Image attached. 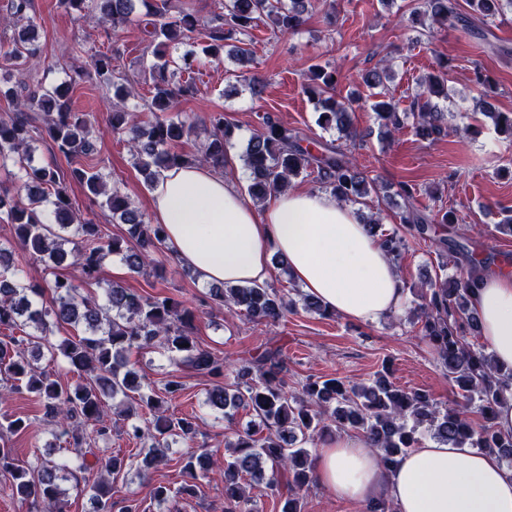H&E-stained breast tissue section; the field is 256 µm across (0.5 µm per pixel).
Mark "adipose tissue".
I'll return each mask as SVG.
<instances>
[{
	"mask_svg": "<svg viewBox=\"0 0 512 512\" xmlns=\"http://www.w3.org/2000/svg\"><path fill=\"white\" fill-rule=\"evenodd\" d=\"M152 214L171 255L202 282L265 284L278 255L304 292L338 316L377 323L405 304L381 239L331 193L290 188L260 209L234 180L192 164L162 173ZM471 307L496 363L512 367V268L484 272ZM314 466L318 482L347 502L384 498L396 512H512V473L465 445L422 441L387 470L365 440L341 433L319 449Z\"/></svg>",
	"mask_w": 512,
	"mask_h": 512,
	"instance_id": "obj_1",
	"label": "adipose tissue"
}]
</instances>
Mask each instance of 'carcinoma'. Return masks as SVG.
<instances>
[{"label":"carcinoma","mask_w":512,"mask_h":512,"mask_svg":"<svg viewBox=\"0 0 512 512\" xmlns=\"http://www.w3.org/2000/svg\"><path fill=\"white\" fill-rule=\"evenodd\" d=\"M66 8L93 14L111 29L124 26L134 14L148 18L152 44L153 83L144 111H130L113 105L110 113L112 132L128 145L133 166L148 186H153L167 168L206 163L224 168L227 149L235 138L236 126L224 118V112L207 115L210 136L198 157L173 150L174 144L194 133L198 117L180 112L182 102L197 94L195 84L177 78L178 71L192 63L204 65L228 55L241 65L250 62L251 51L241 36L265 24L273 32L290 33L300 29L312 11V0H224L208 19L202 21L189 7L171 9V0H60ZM30 0H10L4 24L13 27L9 42L0 43V60L8 67L36 68L40 48L34 44V21L28 16ZM473 14L493 17L504 9L512 11V0H469ZM413 23L421 26L446 27L455 22H470L460 12L458 0H422V7L410 12ZM201 32V56L181 45ZM118 50L99 52L90 67L73 69L68 80L54 85L36 81L29 85H9L3 79L0 97L12 102L16 111L0 118V169L14 166V177L22 182L26 198L0 190V223H8L12 239L0 242V403L15 392L35 395L44 416L71 437L80 447L89 441H107L112 426L107 421L104 399L120 398L122 412H130L127 403L139 401L153 418L133 424L127 434L145 441L147 452L138 469L147 475L154 466L168 458L178 442L196 435L198 417L167 416L162 406L184 390L179 376L171 375L158 393L130 365L129 354L148 347H161L172 359L196 373L216 380L208 391L206 404L231 418L241 407L252 409L259 423L269 430L261 439L248 429L235 440L224 443L232 449L224 464V512H252L245 482L264 483L274 491L278 475L288 477L289 493L281 512H301L299 492L315 481L314 460L307 445L331 436L333 430L360 428L367 444L389 468L418 442L420 430L433 438L460 446L479 448L501 459H512V433L497 429L498 409L512 399V368H500L492 355L475 349L465 339L466 332L477 331V321L470 307L475 275L487 266L470 249L467 239L455 230V218L448 212L431 218L417 206L416 184L401 182L395 194L403 201L400 224L410 236L432 241L439 255L448 263L465 265L468 271L452 277L435 275L429 279L418 320L420 333L434 346L438 360L448 377L457 385L465 405L478 404L485 424L477 428L459 409L440 411L432 397L423 391H405L387 376L388 368L376 374L370 385H348L337 378L308 381L302 395L288 394L284 379L285 358L282 348L267 343L262 350L235 369L233 385L222 382L230 366L210 350L201 347L193 336L197 314L169 296H142L117 283L107 285L103 300L83 295L79 286L64 277H55L46 287L51 289L49 304L37 301L43 287L21 277L22 270L13 261L19 247L50 269L67 259L78 265L86 284L100 283L103 260L121 256L129 269L139 272L147 266L163 268L156 258L164 245L165 230L151 224L132 206L120 188L108 187L107 175L93 167H74L71 178L85 187L92 201L104 198L103 206L129 225L127 237L102 235L97 224L81 221L70 202L66 187L57 171L56 160L36 165L28 149L32 140L29 112L44 114L45 133L56 153L77 162L94 153L92 115L72 110L69 90L91 76L113 90L123 101L129 95L126 81L115 74L112 61ZM448 61L438 59L436 68L420 78L419 91L412 95L409 109L401 112L387 95L393 82L388 64L375 66L360 74L361 83L374 90L377 101L373 109L386 131L412 124L423 137L441 135L447 130ZM337 72L314 66L307 77V90L316 99L319 124L335 129L348 141H355L348 107L336 99ZM483 116L490 118L501 134L512 138V113L495 112L486 106ZM249 172L246 191L260 204L272 193L289 186L291 179L311 176L322 188L344 203L363 204L379 192L378 176L358 167L354 159L334 143L309 139L302 131L289 128L266 114L261 127L252 133L242 154ZM448 225V235L437 236L434 225ZM388 254L398 261L406 247V237L399 232L380 234ZM210 298L219 305H233L251 321L273 323L294 309L297 300L265 285H237L213 288ZM62 324L84 327V332L49 341L53 328ZM36 330L37 357L63 359L82 377L72 387H63L20 350L23 341L14 333L25 327ZM28 423L21 417H0V473L9 475L7 489L11 495L29 502L36 512H67L68 489L62 486L64 473L71 470L66 462L46 460L40 455L23 466L17 463L13 448L4 437L26 431ZM214 453L190 454L182 466L183 480L174 490L158 485L153 497L166 502L171 494H192L197 481L208 475ZM128 462L118 455L104 456L95 466L108 474L122 471ZM95 512H112V485L104 478L92 487Z\"/></svg>","instance_id":"cac0c4a2"}]
</instances>
